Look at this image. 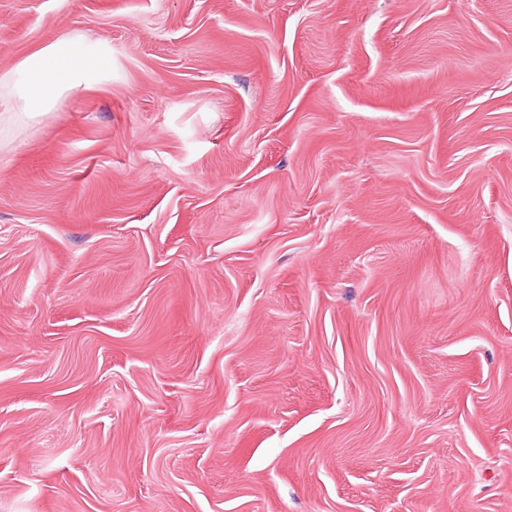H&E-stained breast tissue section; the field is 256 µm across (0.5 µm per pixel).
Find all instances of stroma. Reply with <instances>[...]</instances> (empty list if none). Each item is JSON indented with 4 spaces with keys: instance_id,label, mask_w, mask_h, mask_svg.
Returning a JSON list of instances; mask_svg holds the SVG:
<instances>
[{
    "instance_id": "35a3bbf8",
    "label": "stroma",
    "mask_w": 512,
    "mask_h": 512,
    "mask_svg": "<svg viewBox=\"0 0 512 512\" xmlns=\"http://www.w3.org/2000/svg\"><path fill=\"white\" fill-rule=\"evenodd\" d=\"M0 512H512V0H0ZM104 68V53L81 39L63 37L48 43L0 75V107L5 100L6 108L20 111L1 112L0 125L2 120L26 122L48 114L63 95L75 92Z\"/></svg>"
}]
</instances>
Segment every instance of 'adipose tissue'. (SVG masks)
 <instances>
[{"label": "adipose tissue", "instance_id": "1", "mask_svg": "<svg viewBox=\"0 0 512 512\" xmlns=\"http://www.w3.org/2000/svg\"><path fill=\"white\" fill-rule=\"evenodd\" d=\"M104 67V53L81 39L63 37L48 43L0 75L7 106L0 121L26 122L48 114L63 95L78 90Z\"/></svg>", "mask_w": 512, "mask_h": 512}]
</instances>
